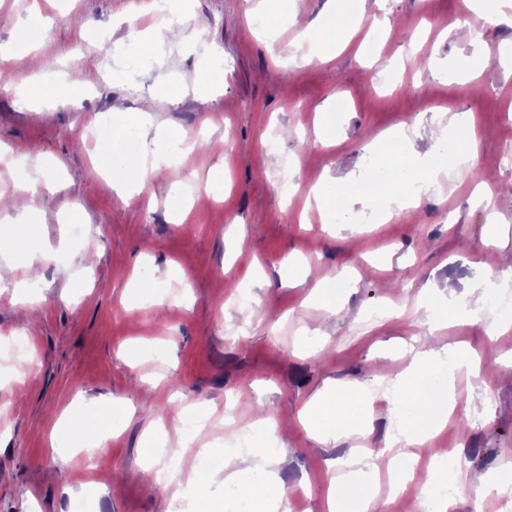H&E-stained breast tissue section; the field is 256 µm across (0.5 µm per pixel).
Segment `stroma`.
Here are the masks:
<instances>
[{"label":"stroma","mask_w":512,"mask_h":512,"mask_svg":"<svg viewBox=\"0 0 512 512\" xmlns=\"http://www.w3.org/2000/svg\"><path fill=\"white\" fill-rule=\"evenodd\" d=\"M323 2L185 0L186 14L166 19L183 25L184 37L167 43L155 38L164 19L152 0H0V46L20 23L36 27L31 57L0 60L9 74L0 84V151L30 153L28 165L0 163V187L23 181L40 242L56 252L50 263L31 261L0 211V263L29 284L36 307L30 318L0 296V512H67L76 498L92 512H172L178 484L144 487L163 452L180 448L184 478L207 480L233 459L238 432L267 447L263 410L286 426L272 478L288 488L294 512H324L329 468L352 451L384 447L407 405L374 402L368 431L335 442L309 435L298 414L327 386L375 384L388 363L405 369L403 345L463 343L479 355L480 376L456 379L468 418L452 416L436 445L456 449L475 481L512 480V311L488 307L479 322L450 318L432 329L418 299L420 289L450 285L458 296L485 298L486 264L512 257V193L493 192L485 204L468 175L443 176L418 192L417 208L395 207L383 219V203L358 205L349 224L336 219L345 201L324 214L309 203L314 185L366 175L373 157L364 146L379 133L413 128L420 149H430L443 112L474 115L478 167L512 179V165L499 164L512 150V80L499 65L512 27L482 18L477 49L444 33L472 23L457 0H387L386 33L364 24L330 60L278 62L295 51L290 12L311 21ZM271 12L279 19L272 50L255 25ZM113 48L134 56L136 69L117 57L99 75ZM477 52L485 61L472 85L448 82L433 65ZM34 57L59 92L54 111L14 104L10 88L29 80ZM395 60L403 68L376 85ZM76 71L85 82L73 87L65 77ZM320 112L331 140L315 134ZM132 113L142 127L131 128ZM171 129L196 137L198 148L146 193L118 201L96 164L100 140L131 130L139 150L163 152ZM287 168L298 169L299 188L282 190ZM183 169L192 200L178 215ZM183 276L192 284L186 296ZM242 288L253 304L246 315ZM316 288L328 289L336 313L306 304ZM373 310L385 318L367 322ZM18 333L30 365L20 378L3 350ZM92 402L112 430L100 456L89 460L67 441L51 446L59 420ZM183 403L211 420L197 436L210 451L207 466L162 437L161 423Z\"/></svg>","instance_id":"obj_1"}]
</instances>
